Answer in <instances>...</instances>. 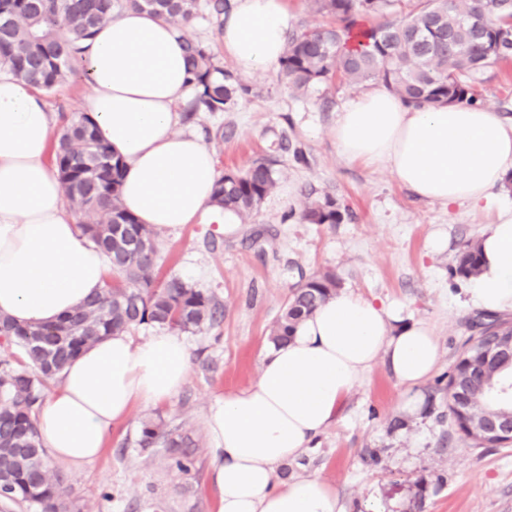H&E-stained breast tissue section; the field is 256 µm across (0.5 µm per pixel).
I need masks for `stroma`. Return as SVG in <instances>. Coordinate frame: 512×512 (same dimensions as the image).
<instances>
[{"label":"stroma","mask_w":512,"mask_h":512,"mask_svg":"<svg viewBox=\"0 0 512 512\" xmlns=\"http://www.w3.org/2000/svg\"><path fill=\"white\" fill-rule=\"evenodd\" d=\"M237 74L249 95L227 111L198 113L189 128L200 135L223 128V138L206 140L220 172L273 160L276 186L246 222L189 224L157 239L160 276H178L214 296L224 319L213 330L186 334L191 369L179 397L136 405L96 463L65 474L66 485L85 512H215L205 415L215 401L257 380L270 328L291 288L330 269L343 288L402 304L406 315L424 322L439 342L440 359L434 376L411 393L378 363L341 415L279 477L326 480L345 512H364L371 498L385 512H414L420 493L423 512H512V445L485 448L461 437L446 417L448 391L437 382L480 316L461 306L468 281L451 269L491 214L421 199L387 169L340 155L336 114L363 86L331 80L295 94L277 71ZM480 91L484 106L512 117V62L489 69ZM297 148L302 157L294 156ZM326 194L346 205L342 222L301 223L304 204ZM437 231L447 246L433 253L428 241ZM413 396L423 410L409 418L404 406ZM155 414L195 440L190 473L170 469L161 449L140 448L141 422ZM401 417L405 428L391 430Z\"/></svg>","instance_id":"obj_1"}]
</instances>
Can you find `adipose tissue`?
Segmentation results:
<instances>
[{
    "label": "adipose tissue",
    "instance_id": "obj_1",
    "mask_svg": "<svg viewBox=\"0 0 512 512\" xmlns=\"http://www.w3.org/2000/svg\"><path fill=\"white\" fill-rule=\"evenodd\" d=\"M290 22L287 0H232L219 46L242 72L264 75L284 53ZM184 44L181 28L122 7L79 55L88 89L81 108L125 164L123 205L158 235L237 221L212 204L213 151L180 127L179 105L198 94ZM59 133L39 91L0 67V316L23 326L60 322L101 291L110 271L66 205L51 161ZM334 134L345 158L385 167L420 198L450 206H493L512 171V121L461 103L412 108L376 82L337 113ZM479 248L469 305L512 313V208L498 211ZM381 360L413 388L434 371L439 344L400 307L351 291L271 346L258 380L206 415L216 512H345L325 480L280 482L277 470L336 420ZM190 364L183 336L166 326L142 343L122 332L82 350L36 415L44 447L70 470L92 464L136 404L179 395Z\"/></svg>",
    "mask_w": 512,
    "mask_h": 512
}]
</instances>
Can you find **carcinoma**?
<instances>
[{
    "label": "carcinoma",
    "instance_id": "carcinoma-1",
    "mask_svg": "<svg viewBox=\"0 0 512 512\" xmlns=\"http://www.w3.org/2000/svg\"><path fill=\"white\" fill-rule=\"evenodd\" d=\"M331 22L313 30L288 33L279 76L285 86L305 93L332 77L360 85L383 83L404 102L423 107L436 103L480 101L477 85L487 69L512 58L497 50L499 29L512 27V0H415L401 19H391L397 0H307ZM116 0H0V66L20 81L52 91L75 73L81 44L112 15ZM123 6L149 10L175 24L198 17L214 25L219 38L229 0H123ZM363 48L348 52L353 33ZM190 81L202 87L183 113L195 119L199 108L223 112L248 92L224 67L211 47L186 40ZM62 187L90 238L109 255L112 277L103 293L78 306L51 327H22L0 317V340L10 349L0 360V503L28 512H83L64 478L45 460L35 414L48 385L57 380L80 350L106 336L154 323L184 333L220 324L223 307L181 278L156 280L158 247L154 231L138 222L121 200L124 163L97 138L86 112L63 116L54 148ZM276 186L272 163L258 159L243 171L217 181L213 204L245 220ZM345 206L325 195L300 213L307 224H339ZM477 243L468 241L452 274L476 275ZM341 281L332 270L317 273L291 289L269 340L277 344L315 307L335 294ZM469 338L448 375V416L457 431L463 424L456 405L464 395L477 402V414L512 411V358L485 362L482 337L512 335V324L495 318ZM141 448H162L169 467L187 474L194 465V440L180 426L158 416L141 422Z\"/></svg>",
    "mask_w": 512,
    "mask_h": 512
}]
</instances>
